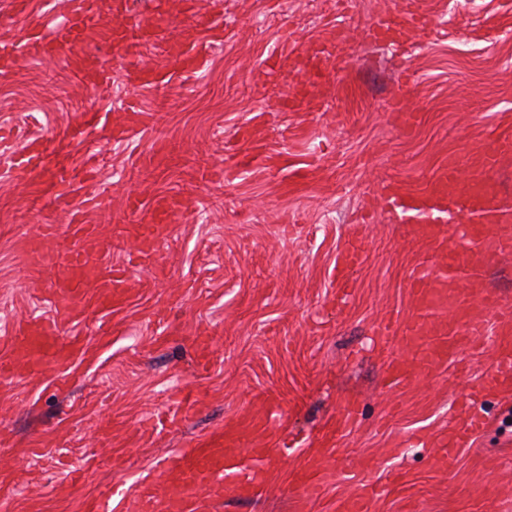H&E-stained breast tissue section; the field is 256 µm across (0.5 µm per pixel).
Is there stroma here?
I'll list each match as a JSON object with an SVG mask.
<instances>
[{"instance_id":"stroma-1","label":"stroma","mask_w":512,"mask_h":512,"mask_svg":"<svg viewBox=\"0 0 512 512\" xmlns=\"http://www.w3.org/2000/svg\"><path fill=\"white\" fill-rule=\"evenodd\" d=\"M223 20L224 38L207 71L195 78L168 70L157 86L131 88L114 80L102 98L82 85L66 55L25 59L0 74V129L55 137L90 106L121 116L138 100L156 122L132 139L105 144L106 164L77 184L69 206L33 205L35 178L0 156V337L22 317H49L48 275L27 265L29 241L42 225L69 236V207L90 196L86 210L112 244L113 264L133 279L128 301L111 315L87 309L63 326L92 351L77 375L61 383L54 367L0 386V478L12 494L0 512H80L83 499L112 487L110 512H125L144 482L160 481L164 458L243 412L271 417L268 440L290 439L282 461L252 498H224L218 512H332L331 506L368 479L392 485L373 512H512V390L488 397L485 426L460 450L452 470L435 455L463 394L490 367V354L459 350L445 372L388 383L386 360L404 347L382 343L376 326L412 311L408 281L427 257L408 224L381 213L360 223L365 201L385 184L421 183L449 153L475 145L512 123V0H415L439 31L409 36L407 54L368 36L371 22L396 14L401 0H196ZM67 0H30L16 16L0 0V45L14 29L50 26ZM315 42L343 49L315 78L321 107L289 112L280 101L295 81L282 71L263 88L251 73L270 51L295 53ZM403 96L419 124L401 132L389 119ZM251 122L254 146L309 169L312 180L286 190L284 175L255 165L231 181L199 182L203 166L224 163V148ZM173 143L177 163L152 171L138 164L152 141ZM145 204L178 194L183 211L154 268L139 264L122 233L127 194ZM366 242L354 285L335 309L333 268L353 238ZM210 354L200 363L197 340ZM198 399L183 425L144 437L183 388ZM359 423L337 443L326 471L343 469L319 499L301 503L290 484L318 433L346 402ZM373 460L370 472L359 461Z\"/></svg>"}]
</instances>
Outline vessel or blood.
I'll return each instance as SVG.
<instances>
[{"label":"vessel or blood","instance_id":"b4317fda","mask_svg":"<svg viewBox=\"0 0 512 512\" xmlns=\"http://www.w3.org/2000/svg\"><path fill=\"white\" fill-rule=\"evenodd\" d=\"M116 13L121 21L104 29L96 48L82 51L70 60V67L86 87L101 94L112 83L107 56L121 63L124 80L134 87L152 86L164 77L165 66L194 74L201 71L211 45L219 41L222 24L207 20L205 33L187 43L171 38L164 55V66H150L141 59V49L156 31L169 29L174 20L160 7L145 13L129 12L125 0H119ZM96 0H70L63 20L51 29L18 27L10 42L0 46V72L12 70L22 58H52L67 46L80 42L96 25ZM435 27L431 16L405 9L395 19H378L369 32L378 42L395 44L406 32L428 37ZM328 48L311 44L294 55L271 52L253 76L261 87L272 74L288 68L300 74L301 80L283 97V107L291 112L305 111L314 95L304 74L320 68L329 56ZM151 120L150 113L133 111L123 120H111L109 113L91 110L82 113L65 134L50 141L29 136L14 157L16 170L37 174L40 197L62 200L78 182L94 180L98 174L96 152H87L81 163L71 159L73 148L100 137L124 140ZM512 156V128H500L476 150L464 156L449 157L427 176L423 186L392 183L384 187L378 204L398 223L413 224L429 246V262L411 275L408 287L413 312L400 321L380 326L378 335L384 341L398 339L408 346L402 356L390 359L385 372L391 382L416 378L419 372H437L446 367L450 349L471 344H491L495 360L481 381L465 394L459 417L448 440L436 459L438 466L452 465L458 448L483 427L478 403L485 397L512 385V304L483 288L482 256L488 252H512V205L498 194L496 173L503 159ZM175 150L164 140L154 142L146 157L151 167H165L173 161ZM265 162L288 173L290 179L302 182L308 177L303 168L289 166L285 157L262 158L253 152L226 162L224 167L204 172L205 180L220 183L238 175L257 162ZM184 207L179 197H157L150 213H143L138 195H128L126 211L134 219L126 234L136 244L138 260L157 266L158 249L164 240L172 216ZM458 224L463 235L449 242L446 227ZM54 226H45L42 236L33 239L26 251L27 264L52 273L49 299L55 318L24 317L19 319L0 349V384L31 377L52 365L70 368L84 349V339L72 336L61 339L63 322L78 316L84 307L101 313L121 307L129 297V275L112 265L109 244L95 226L84 223L81 210H74L70 224V240L49 248L46 238L55 236ZM363 248L351 242L340 253L334 269L337 292L351 285V272L362 260ZM494 313L495 323H488L487 313ZM355 405H344L319 447L303 465L292 473V482L304 499L316 497L324 487L327 474L320 458L334 454L337 438L343 437L356 422ZM269 429L266 417L243 413L226 423L224 428L197 439L189 448L164 459L161 474L164 486L148 482L130 498L126 512H209L214 502L224 497H253L265 481L279 454L263 440ZM387 492L380 483L361 484L356 494L339 500L338 512H371L375 500Z\"/></svg>","mask_w":512,"mask_h":512}]
</instances>
